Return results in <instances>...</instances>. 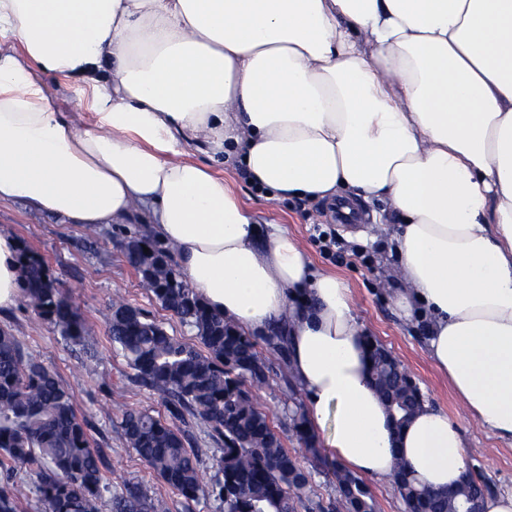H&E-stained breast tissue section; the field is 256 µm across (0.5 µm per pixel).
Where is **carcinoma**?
<instances>
[{
	"label": "carcinoma",
	"instance_id": "cac0c4a2",
	"mask_svg": "<svg viewBox=\"0 0 512 512\" xmlns=\"http://www.w3.org/2000/svg\"><path fill=\"white\" fill-rule=\"evenodd\" d=\"M149 252H144V249ZM134 270L149 266L146 285L165 309L196 330L202 348L170 335L142 310L123 301L112 304L106 326L139 382L160 394L171 420L118 404L119 428L138 458L159 480L185 499L208 495L200 479V457L192 437L176 421L187 412L208 423L224 439L217 459L219 477L212 492L224 512H297L312 501V473L285 448L270 415L254 403L251 386L266 380V361L251 337L211 312L171 263V250L140 232L125 244ZM26 304L64 340L92 353L95 331L60 289L34 251L21 247ZM375 387L387 402L396 429L422 406L419 387L405 368L392 370L381 345L365 337ZM293 430L313 459L315 469L328 464L306 425L299 406L288 409ZM20 464L37 477L35 493L46 512H101L105 461L91 445L86 422L77 415L73 393L40 361L25 352L10 330L0 327V466ZM336 498L315 507L329 512H377L375 498L357 475L336 464L332 471ZM393 490L405 512H465L471 500L494 492L481 473L470 471L454 489L435 494L397 467ZM23 490L0 492V512H17ZM112 512H169L166 501L139 486L126 484L112 494Z\"/></svg>",
	"mask_w": 512,
	"mask_h": 512
}]
</instances>
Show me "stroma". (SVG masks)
Instances as JSON below:
<instances>
[{
    "label": "stroma",
    "instance_id": "obj_1",
    "mask_svg": "<svg viewBox=\"0 0 512 512\" xmlns=\"http://www.w3.org/2000/svg\"><path fill=\"white\" fill-rule=\"evenodd\" d=\"M220 173L253 210L258 223L284 225L302 241L317 270L335 273L346 281L354 293L357 316L366 332L407 368L427 402L447 411L457 422L474 467L493 482L497 492H511L512 442L496 438L481 424L464 416L447 378L438 372L428 356L426 319L415 316L403 320L394 310L397 269L389 252L388 235H380L377 242L366 246L356 240L362 225H336V239L345 250V259L335 262L322 253L312 237L315 223L330 220L326 201H270L249 184L241 169L225 166ZM149 222L148 215L143 214L126 224L78 228L62 217L32 208L23 200L1 202L0 230L44 257L65 295L95 328L97 356L88 358L66 344L56 329L37 321L22 299L15 307L0 311V327L11 330L26 350L73 391L78 414L88 424L91 442L106 459L109 492L134 483L149 495L166 499L169 512H224L223 503L216 498L190 501L158 480L127 447L117 426L118 415L113 405L117 399L162 417L168 411L158 395L136 380L134 370L113 348L104 322L112 301L123 299L144 311L169 334L194 346L199 343L195 330L181 324L164 309L125 261L124 244L129 235L147 229ZM256 343L268 369L266 384L253 388L252 395L270 414L285 448L293 455H301L302 445L291 430L285 409L286 358L273 353L264 337H257ZM185 428L199 450L202 481L213 485L218 476L216 459L223 442L202 420L187 418Z\"/></svg>",
    "mask_w": 512,
    "mask_h": 512
}]
</instances>
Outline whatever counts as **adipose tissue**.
<instances>
[{
  "label": "adipose tissue",
  "instance_id": "1",
  "mask_svg": "<svg viewBox=\"0 0 512 512\" xmlns=\"http://www.w3.org/2000/svg\"><path fill=\"white\" fill-rule=\"evenodd\" d=\"M45 73L88 91L92 127L54 112ZM226 163L272 199L388 203L395 307L427 318L463 411L512 440V0H0V201L84 226L148 210L211 311L281 333L319 447L453 488L456 424L427 404L395 433L350 288L257 224ZM21 278L0 232V310Z\"/></svg>",
  "mask_w": 512,
  "mask_h": 512
}]
</instances>
